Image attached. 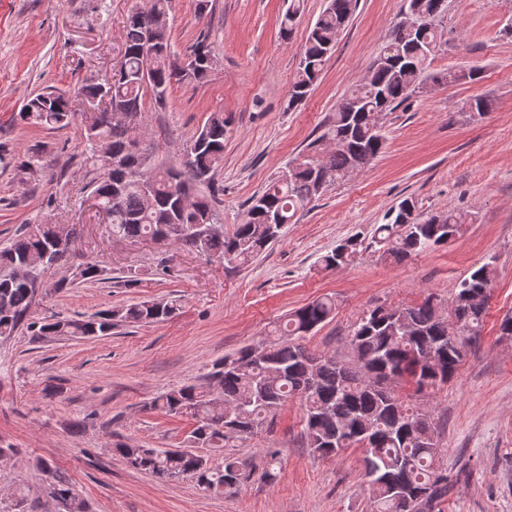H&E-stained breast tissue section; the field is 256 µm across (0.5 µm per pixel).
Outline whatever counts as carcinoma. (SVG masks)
I'll return each mask as SVG.
<instances>
[{
    "label": "carcinoma",
    "mask_w": 512,
    "mask_h": 512,
    "mask_svg": "<svg viewBox=\"0 0 512 512\" xmlns=\"http://www.w3.org/2000/svg\"><path fill=\"white\" fill-rule=\"evenodd\" d=\"M404 20L397 24L376 56L380 63L337 105L327 129L316 139L324 156H306L251 198L245 218L230 233L218 222L216 206L224 188L216 181L224 158L227 122L215 112L186 142L174 160L150 162L153 148L136 145V128L111 114L124 112L144 121L146 100L165 106L174 84L197 86L211 73L207 57L213 54L208 34L200 31L190 54L196 66L185 70L171 45L168 24L172 0H152L151 7L133 6L124 21L123 55L117 70L96 83L73 91L47 89L31 93L19 111L20 121L47 129L72 123L71 97L97 99L105 109L85 117V162L96 169L88 186L90 196L110 214L112 235L153 240L171 237L177 242L206 234L193 243L196 250L238 266L249 264L274 242L284 225L312 200L344 181L355 165L368 164L382 151L385 137L372 116L390 111L420 91L422 85L466 77L455 71L428 72L439 42L436 26L441 0H405ZM304 0H288L281 20L287 37ZM357 0H326V7L300 49L298 72L290 90L288 108L310 93L345 29ZM107 141L112 152V175L95 156V143ZM20 172L37 181L43 164L39 152L26 153ZM413 201L405 199L378 225L371 243L397 261L445 245L468 223L467 214L449 209L433 218L418 219ZM75 240L74 224H27L0 249V340L25 329L33 336L100 339L121 325L163 322L178 310L171 301H143L111 307L84 319L51 316L25 322L46 274L70 260L69 250L55 248L59 237ZM362 246L350 237L321 257L326 270L349 263ZM495 272L484 263L462 280L452 306L430 294L421 303L374 306L350 334L352 358L315 355L301 343L336 315L331 296L315 299L288 314L275 337L250 345L217 361L206 384L183 386L146 404L170 416L187 415L194 421L183 448H146L118 442L116 451L127 465L155 478L190 477L199 489L213 495L245 479L244 463L231 452L273 424L282 407L297 398L304 407V433L310 450L319 457L335 456L359 447L364 476L373 500V512H434L448 499V473L438 465V432L429 413L412 402L448 383L463 361L465 348L477 342L487 314ZM106 280L95 263L84 260L70 277L56 282L58 289ZM410 384L414 394H402ZM222 461L217 463L214 456ZM52 475V497L66 503L64 512H88L69 480L40 463ZM280 471L278 452L266 456L261 479L272 483Z\"/></svg>",
    "instance_id": "carcinoma-1"
}]
</instances>
